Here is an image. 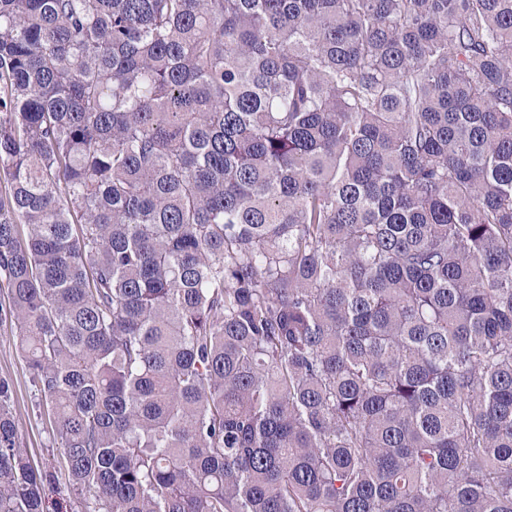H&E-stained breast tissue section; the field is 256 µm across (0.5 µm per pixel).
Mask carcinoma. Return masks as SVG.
Returning a JSON list of instances; mask_svg holds the SVG:
<instances>
[{
    "label": "carcinoma",
    "instance_id": "obj_1",
    "mask_svg": "<svg viewBox=\"0 0 512 512\" xmlns=\"http://www.w3.org/2000/svg\"><path fill=\"white\" fill-rule=\"evenodd\" d=\"M0 288L86 512H512V0H0Z\"/></svg>",
    "mask_w": 512,
    "mask_h": 512
}]
</instances>
